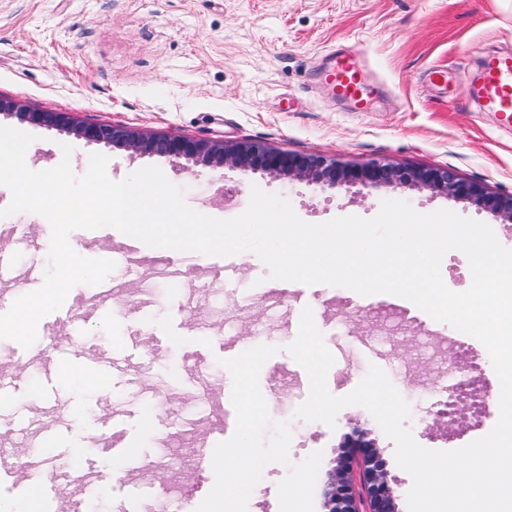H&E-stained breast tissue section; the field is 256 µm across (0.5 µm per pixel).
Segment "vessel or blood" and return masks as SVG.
Here are the masks:
<instances>
[{"instance_id": "1", "label": "vessel or blood", "mask_w": 512, "mask_h": 512, "mask_svg": "<svg viewBox=\"0 0 512 512\" xmlns=\"http://www.w3.org/2000/svg\"><path fill=\"white\" fill-rule=\"evenodd\" d=\"M319 77L353 111L369 110L368 72L358 50L334 54L320 70ZM464 92L475 98L484 110L495 113L502 125L512 127V54L485 55L476 79ZM73 476V471L66 469L33 483L24 477L16 453L0 454V488L30 498L38 512H82L81 499L66 500L60 495L61 487L70 484Z\"/></svg>"}]
</instances>
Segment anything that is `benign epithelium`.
Wrapping results in <instances>:
<instances>
[{
  "label": "benign epithelium",
  "mask_w": 512,
  "mask_h": 512,
  "mask_svg": "<svg viewBox=\"0 0 512 512\" xmlns=\"http://www.w3.org/2000/svg\"><path fill=\"white\" fill-rule=\"evenodd\" d=\"M0 114L14 115L33 126L70 129L88 143L120 145L134 152L166 157L175 163L184 160L210 167L247 168L335 189L422 185L438 194L504 215L512 222V194L489 192L480 184L459 177L450 168L415 169L381 159L347 163L321 155L294 154L259 142L227 145L178 134L144 136L120 124L76 123L65 112L40 110L1 97ZM342 447L345 451L338 460V476L323 490L326 512H396L395 491L367 430L358 425L353 427L344 436Z\"/></svg>",
  "instance_id": "1"
}]
</instances>
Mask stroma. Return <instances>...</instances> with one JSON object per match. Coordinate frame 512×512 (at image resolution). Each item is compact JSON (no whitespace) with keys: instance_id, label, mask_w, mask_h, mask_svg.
<instances>
[{"instance_id":"35a3bbf8","label":"stroma","mask_w":512,"mask_h":512,"mask_svg":"<svg viewBox=\"0 0 512 512\" xmlns=\"http://www.w3.org/2000/svg\"><path fill=\"white\" fill-rule=\"evenodd\" d=\"M362 50L372 70L373 105L355 112L334 97L316 72L331 50ZM512 52V0H0V96L53 112L152 132L227 141L257 140L298 154L345 162L372 158L415 167H448L500 194L512 193V129L462 93L481 57ZM448 74L430 83L431 70ZM0 126L34 135L26 153L35 171L55 167L62 144L83 174L89 154L108 156L119 181L160 167L197 211L221 219L241 214L252 187L287 199L309 223L371 218L386 199L417 212L439 209L488 224L512 248V223L497 214L417 187L328 189L244 169L182 165L156 155L86 143L63 130L11 116ZM51 228L19 213L0 219V249L11 251L13 276L0 283V314L36 289L48 265ZM76 253L115 260L103 286L111 306L97 307L101 286L71 289L61 309L38 324L30 347L0 339V364L23 360L13 398L0 399V433L33 409L57 415L56 430L28 429L34 447L22 455L32 477L44 478L79 458L88 512H115L134 497L191 512L195 492H213L224 470L189 476L178 462L182 434L208 436L214 456L246 449L252 462L227 500L211 512H324L322 487L351 423L369 430L408 512L410 475L395 445L361 406L343 408L335 427L296 418L309 393L306 371L288 347L304 308L335 357L329 391L350 394L377 365L409 403L406 422L422 447L449 451L487 435L498 412L466 410L455 425L424 413L421 389L448 394L433 352L445 346L476 366L484 391L499 380L484 345L429 314L412 319L406 299L350 289L272 280L249 252L229 257L151 248L106 227L69 235ZM55 334L112 363L101 383L69 377V365L46 350ZM217 383L213 399L196 396L198 374ZM250 387L261 408L233 441L212 431L211 400ZM177 420H169V411ZM138 458L126 487L106 473L113 451ZM163 475L172 488L158 498Z\"/></svg>"}]
</instances>
